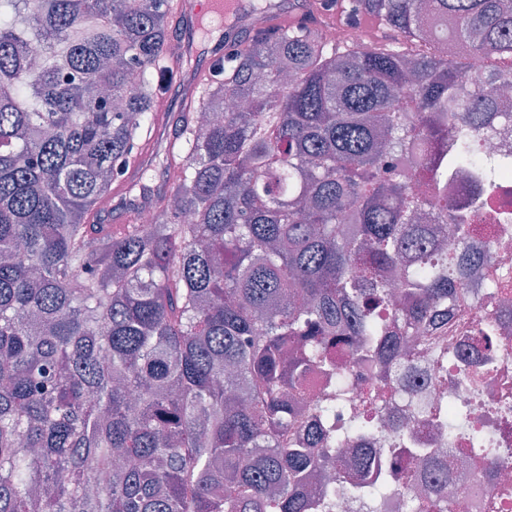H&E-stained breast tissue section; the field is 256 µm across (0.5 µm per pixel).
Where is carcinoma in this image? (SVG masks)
Segmentation results:
<instances>
[{
  "label": "carcinoma",
  "mask_w": 512,
  "mask_h": 512,
  "mask_svg": "<svg viewBox=\"0 0 512 512\" xmlns=\"http://www.w3.org/2000/svg\"><path fill=\"white\" fill-rule=\"evenodd\" d=\"M383 47L312 28L258 33L203 85L152 155L170 0H0V512H333L377 503L380 475L324 477L353 438L415 419L457 431L437 309L466 302L494 250L466 244L508 156L512 0H352ZM489 60L469 86V57ZM161 219L103 224L128 165ZM181 172L155 189V165ZM475 172L470 207L457 174ZM195 221L186 224L182 215ZM490 314L474 341L497 346ZM433 359L439 402L385 395L333 423L347 378ZM322 376L331 393L307 401ZM494 459L501 449L473 428ZM425 458L419 512H445L454 452Z\"/></svg>",
  "instance_id": "1"
}]
</instances>
